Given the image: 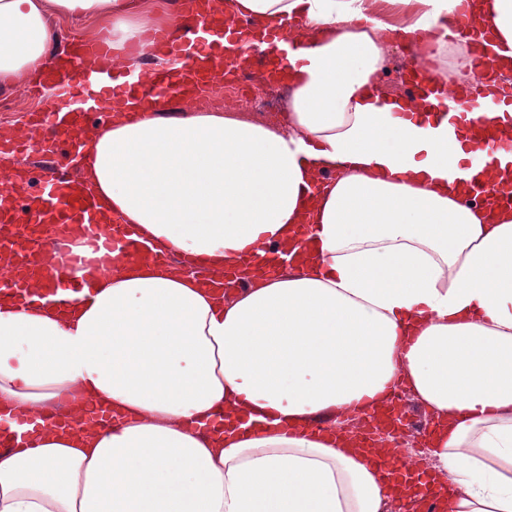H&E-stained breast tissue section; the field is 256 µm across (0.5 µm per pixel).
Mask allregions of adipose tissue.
I'll return each instance as SVG.
<instances>
[{
    "mask_svg": "<svg viewBox=\"0 0 512 512\" xmlns=\"http://www.w3.org/2000/svg\"><path fill=\"white\" fill-rule=\"evenodd\" d=\"M463 2L216 0L227 30L296 44L284 112L156 101L86 133L79 181L168 261L71 270L64 312L0 296V407L39 424L0 455V512H409L353 445L397 392L429 431L404 433V461L454 489L448 512H512V209L459 201L485 151L385 81L407 49L447 68L442 96L474 91L512 128L453 31ZM63 19L110 28L113 67L138 72L170 67L145 34L183 17L176 0H0V86L28 85ZM185 253L216 278L248 266L244 288H202ZM77 400L126 418L58 429ZM215 412L223 431L192 429Z\"/></svg>",
    "mask_w": 512,
    "mask_h": 512,
    "instance_id": "adipose-tissue-1",
    "label": "adipose tissue"
}]
</instances>
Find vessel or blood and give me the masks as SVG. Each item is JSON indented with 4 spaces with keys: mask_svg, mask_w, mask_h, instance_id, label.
Wrapping results in <instances>:
<instances>
[{
    "mask_svg": "<svg viewBox=\"0 0 512 512\" xmlns=\"http://www.w3.org/2000/svg\"><path fill=\"white\" fill-rule=\"evenodd\" d=\"M182 10L185 26L179 35L163 31L152 35L155 45L172 60V68L134 76L127 83L126 96L119 101L91 97L88 88L106 87L114 80L109 62L112 50L102 42L77 44L53 57L31 87L38 94L54 90L56 101L51 102L47 111L32 115L24 135L0 133V147L13 152H34L40 157L42 177L38 193H31L29 167L23 164L10 175L15 193L9 205H0V256H10L12 265L25 266L28 279L42 281L53 290L60 288L59 276L42 266L40 254L48 242L63 237L85 240L94 249L116 252L131 260L153 256L137 228L111 223L74 176L71 164L82 155L84 128L105 125L115 109L146 107L154 97L171 102L197 98L210 85L223 84L224 69L231 60L240 67H264L272 81L284 80L283 51L277 43H269L257 56L232 55L221 46L224 18L214 9L213 0H182ZM511 66L512 60L489 46L482 53L476 77L483 80L489 73ZM439 83V77L425 69L418 78L406 82L404 92L423 101L438 92ZM473 123L490 160H497L504 152L512 154V130L501 131L481 117L474 118ZM460 191L469 201L512 208V192L502 191L493 177L462 182ZM28 437V431L0 423V453L23 448ZM359 448L386 476L411 477L399 449L371 442L366 435L362 436ZM415 497V512H448V490L433 475L423 474Z\"/></svg>",
    "mask_w": 512,
    "mask_h": 512,
    "instance_id": "1",
    "label": "vessel or blood"
}]
</instances>
